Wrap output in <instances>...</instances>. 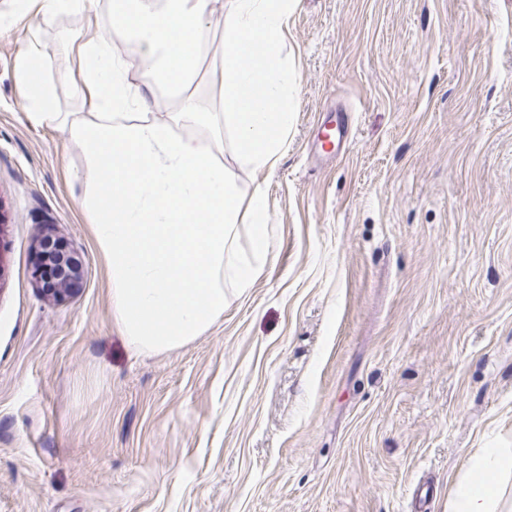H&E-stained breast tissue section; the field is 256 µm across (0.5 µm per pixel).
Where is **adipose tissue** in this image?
Returning <instances> with one entry per match:
<instances>
[{
    "mask_svg": "<svg viewBox=\"0 0 512 512\" xmlns=\"http://www.w3.org/2000/svg\"><path fill=\"white\" fill-rule=\"evenodd\" d=\"M115 0L111 24L67 38L79 60L73 87L90 112H64L43 77L47 54L28 47L22 79L30 117L57 127L85 162L80 199L108 267L112 317L137 355L170 351L207 333L229 293L252 288L274 260L262 186L242 196L235 164L276 168L287 149L298 73L281 58L288 17L299 0ZM121 27L144 62L138 82L112 49ZM224 64L222 92L208 101L193 78L212 29ZM173 112L152 111L158 90ZM512 448H483L455 487L450 512H505Z\"/></svg>",
    "mask_w": 512,
    "mask_h": 512,
    "instance_id": "1",
    "label": "adipose tissue"
}]
</instances>
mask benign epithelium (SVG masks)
Masks as SVG:
<instances>
[{
  "instance_id": "benign-epithelium-1",
  "label": "benign epithelium",
  "mask_w": 512,
  "mask_h": 512,
  "mask_svg": "<svg viewBox=\"0 0 512 512\" xmlns=\"http://www.w3.org/2000/svg\"><path fill=\"white\" fill-rule=\"evenodd\" d=\"M44 262L52 266L55 276L51 280L42 278L41 263L32 269V277L46 297L62 300L81 290L83 283V259L80 254L66 248L65 243L52 234L41 235L38 240Z\"/></svg>"
}]
</instances>
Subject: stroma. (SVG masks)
I'll list each match as a JSON object with an SVG mask.
<instances>
[{"instance_id": "stroma-1", "label": "stroma", "mask_w": 512, "mask_h": 512, "mask_svg": "<svg viewBox=\"0 0 512 512\" xmlns=\"http://www.w3.org/2000/svg\"><path fill=\"white\" fill-rule=\"evenodd\" d=\"M0 0V512H449L512 448V0H299L301 75L266 187L276 260L181 348L134 355L79 205L78 146L25 108L49 53L62 111L90 17ZM345 112L346 150L317 125ZM49 232L84 259L55 301Z\"/></svg>"}]
</instances>
